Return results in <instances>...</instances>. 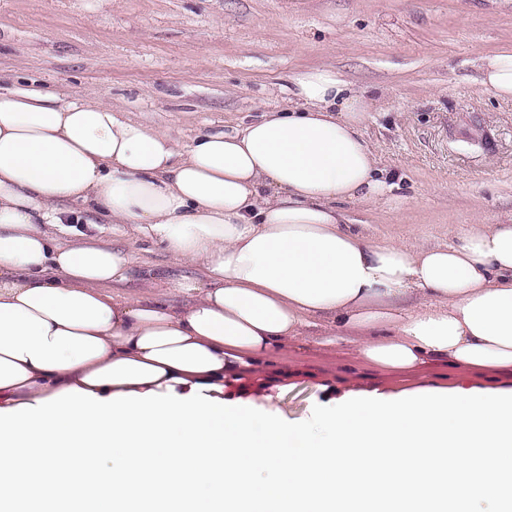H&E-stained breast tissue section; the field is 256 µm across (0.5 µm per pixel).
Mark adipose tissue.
I'll return each mask as SVG.
<instances>
[{
  "label": "adipose tissue",
  "instance_id": "1",
  "mask_svg": "<svg viewBox=\"0 0 512 512\" xmlns=\"http://www.w3.org/2000/svg\"><path fill=\"white\" fill-rule=\"evenodd\" d=\"M480 84L512 100V45ZM335 68L286 106L183 144L99 99L0 90V504L91 512H512V224L456 244H374L342 206L390 191ZM164 244L190 296L126 291L130 258L65 236L72 205ZM319 344L391 374L482 387L352 389L291 422L224 388L317 323Z\"/></svg>",
  "mask_w": 512,
  "mask_h": 512
}]
</instances>
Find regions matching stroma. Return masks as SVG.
Returning a JSON list of instances; mask_svg holds the SVG:
<instances>
[{"mask_svg":"<svg viewBox=\"0 0 512 512\" xmlns=\"http://www.w3.org/2000/svg\"><path fill=\"white\" fill-rule=\"evenodd\" d=\"M506 44L512 0H0V75L111 102L183 143L284 105L282 85L303 68L330 65L372 91L362 132L393 188L344 209L374 243H454L475 224H512V101L478 82L479 57ZM120 244L128 290L194 273L163 244ZM317 340L312 327L272 355L249 397L305 421L355 384L483 383L463 370L380 373Z\"/></svg>","mask_w":512,"mask_h":512,"instance_id":"stroma-1","label":"stroma"}]
</instances>
